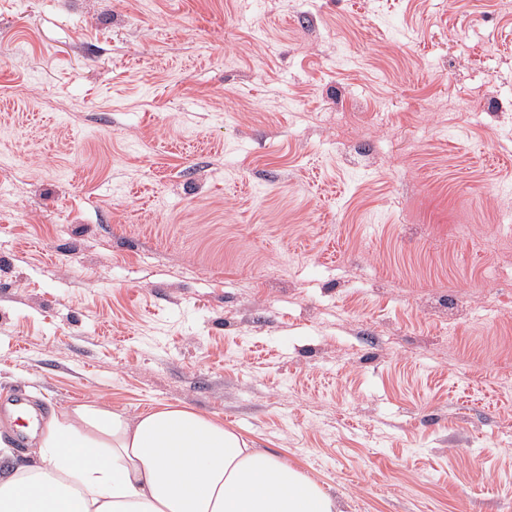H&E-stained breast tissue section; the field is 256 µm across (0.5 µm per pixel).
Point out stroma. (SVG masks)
I'll return each instance as SVG.
<instances>
[{"label": "stroma", "instance_id": "obj_1", "mask_svg": "<svg viewBox=\"0 0 512 512\" xmlns=\"http://www.w3.org/2000/svg\"><path fill=\"white\" fill-rule=\"evenodd\" d=\"M1 158L0 399L512 512V0H0Z\"/></svg>", "mask_w": 512, "mask_h": 512}]
</instances>
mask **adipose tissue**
<instances>
[{
	"label": "adipose tissue",
	"mask_w": 512,
	"mask_h": 512,
	"mask_svg": "<svg viewBox=\"0 0 512 512\" xmlns=\"http://www.w3.org/2000/svg\"><path fill=\"white\" fill-rule=\"evenodd\" d=\"M37 445L0 470V512H337L308 475L184 406L81 403L51 415Z\"/></svg>",
	"instance_id": "adipose-tissue-1"
}]
</instances>
